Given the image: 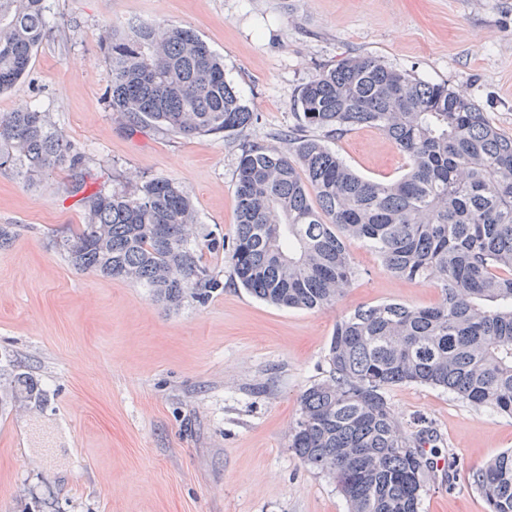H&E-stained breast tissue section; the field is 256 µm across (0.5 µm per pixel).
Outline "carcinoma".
<instances>
[{
  "instance_id": "cac0c4a2",
  "label": "carcinoma",
  "mask_w": 512,
  "mask_h": 512,
  "mask_svg": "<svg viewBox=\"0 0 512 512\" xmlns=\"http://www.w3.org/2000/svg\"><path fill=\"white\" fill-rule=\"evenodd\" d=\"M48 0H0V93L30 70L49 30ZM112 111L184 138L242 132L254 113L224 76V61L191 29L107 32ZM301 133L286 147L244 145L237 164L231 241L197 224L190 197L166 178L79 199L85 223L53 239L78 272L129 280L170 308L200 305L223 287L204 250L232 252L234 279L276 306L322 309L356 270L349 239L369 245L393 274L440 281L441 300L359 307L337 322L328 375L300 396L289 448L336 483L350 512H420L442 455L433 428L393 414L387 390L440 388L512 416V135L466 92L418 80L371 55L341 61L297 97ZM357 126L382 131L409 160L398 179L353 171L322 140ZM33 181L72 172L82 156L36 110L0 113V167ZM0 384V408L35 397ZM488 512H512V450L472 472Z\"/></svg>"
}]
</instances>
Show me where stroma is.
<instances>
[{
  "label": "stroma",
  "instance_id": "obj_1",
  "mask_svg": "<svg viewBox=\"0 0 512 512\" xmlns=\"http://www.w3.org/2000/svg\"><path fill=\"white\" fill-rule=\"evenodd\" d=\"M49 35L0 112L34 109L77 147L88 192L175 181L216 236L236 224L246 144L300 126V87L362 54L466 91L512 135V0H50ZM193 29L254 114L243 132L186 139L110 105L107 32ZM358 174L393 180L408 160L380 130L329 140ZM56 169L26 181L0 168V372L36 382L40 405L0 410V512H349L335 483L288 446L299 398L328 369L337 320L380 302L437 303L436 280L396 277L348 244L356 275L321 310L267 304L239 286L229 251L204 252L224 284L176 309L122 279L75 272L53 246L84 221ZM402 421H431L454 481L437 474L421 512H487L474 470L512 449V416L418 384L392 387Z\"/></svg>",
  "mask_w": 512,
  "mask_h": 512
}]
</instances>
